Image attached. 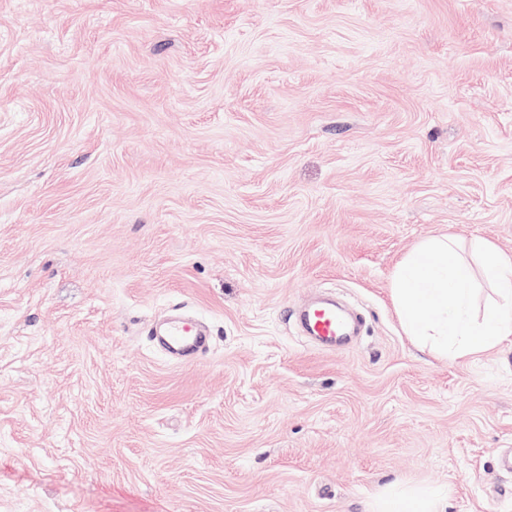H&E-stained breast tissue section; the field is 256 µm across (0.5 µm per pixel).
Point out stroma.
<instances>
[{
	"label": "stroma",
	"instance_id": "stroma-1",
	"mask_svg": "<svg viewBox=\"0 0 512 512\" xmlns=\"http://www.w3.org/2000/svg\"><path fill=\"white\" fill-rule=\"evenodd\" d=\"M448 233L512 255V0H0V512H512V346L390 297ZM299 320L309 336H313L321 347H332L347 330L346 321L336 313L335 305L323 303L299 313ZM157 339L170 359L177 362L194 359L208 346V336L199 322L186 317L172 319ZM438 498L432 494H401L389 497L379 505V512H440L437 510Z\"/></svg>",
	"mask_w": 512,
	"mask_h": 512
}]
</instances>
